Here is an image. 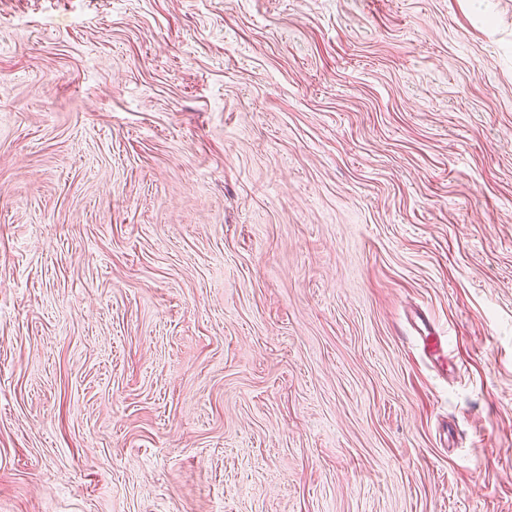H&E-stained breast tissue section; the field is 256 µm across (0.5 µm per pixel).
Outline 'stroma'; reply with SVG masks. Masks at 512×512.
Masks as SVG:
<instances>
[{"instance_id":"1","label":"stroma","mask_w":512,"mask_h":512,"mask_svg":"<svg viewBox=\"0 0 512 512\" xmlns=\"http://www.w3.org/2000/svg\"><path fill=\"white\" fill-rule=\"evenodd\" d=\"M0 512H512V0H0ZM407 322L421 357L438 375L444 377H448V362H451L449 373H453L458 365L453 362L454 357L448 353V336L438 329L430 314L424 310L412 311Z\"/></svg>"}]
</instances>
